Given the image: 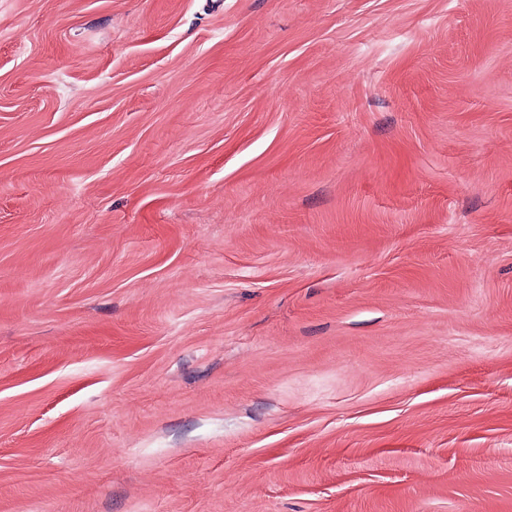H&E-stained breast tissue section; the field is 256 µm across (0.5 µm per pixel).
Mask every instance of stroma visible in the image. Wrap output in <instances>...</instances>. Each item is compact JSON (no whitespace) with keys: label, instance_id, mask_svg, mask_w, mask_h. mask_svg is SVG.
<instances>
[{"label":"stroma","instance_id":"obj_1","mask_svg":"<svg viewBox=\"0 0 512 512\" xmlns=\"http://www.w3.org/2000/svg\"><path fill=\"white\" fill-rule=\"evenodd\" d=\"M0 512H512V0H0Z\"/></svg>","mask_w":512,"mask_h":512}]
</instances>
